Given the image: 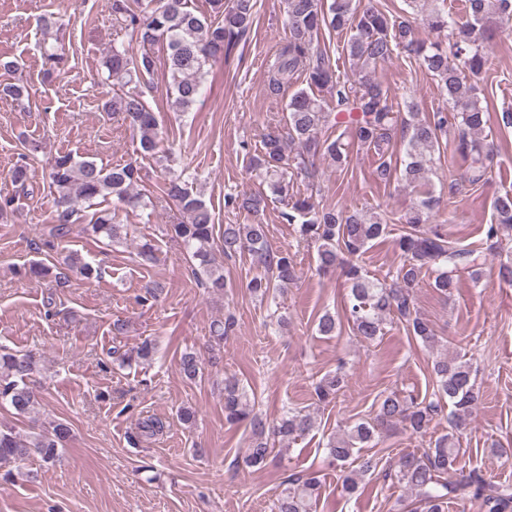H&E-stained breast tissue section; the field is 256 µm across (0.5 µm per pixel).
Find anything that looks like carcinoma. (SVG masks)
<instances>
[{"label": "carcinoma", "mask_w": 512, "mask_h": 512, "mask_svg": "<svg viewBox=\"0 0 512 512\" xmlns=\"http://www.w3.org/2000/svg\"><path fill=\"white\" fill-rule=\"evenodd\" d=\"M408 7L426 14L433 39L425 42L415 37L408 22L389 16L381 8L370 5L359 8L356 0H283L288 38L280 44L267 66V90L279 95L297 82L305 87L290 95L286 116L262 136L261 150L249 156V164L263 172L270 193L230 194L226 205L240 213L256 215L266 207L268 195L284 204L280 211L283 223L297 226L299 236L317 244V270L326 273L341 267L350 296L348 321L356 335L376 340L383 319L393 312L409 334L423 343H435L430 324L416 314L414 289L423 276L434 274V288L448 295L458 286L459 273L467 272L477 279L486 257L477 249L454 246L443 225L429 223L434 205L430 192L401 217L403 232L394 240L401 263L395 274L372 278L353 258L366 251L374 240L389 234L383 214L375 211L352 213L336 208H323L313 196L288 199L290 178L296 173L313 180L314 159L328 157L343 169L349 165L353 149L372 148L379 156L375 178L388 182L392 166L386 159L395 140L405 146L400 175L413 187H425L435 168V150L439 138L454 132L455 151L471 158L470 181L484 180L483 157L490 150L485 128L488 107L477 94V79L485 71L484 40L493 34L496 24L512 18V0H465L468 19L458 22L453 14L433 5L434 0H407ZM257 0H209L214 19L198 13L190 0H115L114 9L124 17L127 27L142 45L161 43L167 50L166 65L173 91V109L186 112L202 95L210 62L224 52L252 27ZM324 29L349 32L345 46L351 75L343 80L338 66L327 50L319 45ZM397 50L415 55L437 82V89L452 109L435 112L428 119L419 118L416 106L406 103V119H399L393 101L372 73L378 65L392 58ZM108 77L142 78L154 72L155 60L150 53L130 54L126 48H112L106 61ZM107 112H120L139 133L141 149L153 154L158 145L159 119L140 90L115 93L105 101ZM336 131V137H322L324 129ZM49 179L57 195L60 211L55 237L70 232L75 209L72 204L83 200L89 205L112 197L116 206L101 210L91 224L92 231L112 243L123 240L124 225L119 207H136L141 203L131 189L140 180L137 163L117 164L111 168L92 161H78L67 152L54 157ZM162 198L174 201L186 220L172 225L175 238L185 249L189 261L199 264L205 276L202 285L219 293L224 290L223 267L215 264L213 245L220 243L224 257L249 253L262 271L248 284L250 292L262 298L297 280V265L292 256L272 251L267 245L268 227L253 224H226L216 232L214 216L199 195L188 189L182 176L164 182ZM495 223L488 225L486 239L499 238L503 229L512 230V191L500 193L492 200ZM340 329L336 316L326 312L319 317L317 332L333 336ZM155 344L144 341L132 354L120 356V362H146L154 354ZM38 362L30 353L11 352L0 348V405L12 408L16 415L26 416L37 410L39 401L32 382ZM183 379L195 382L202 377V361L194 352H185L179 360ZM434 399L418 400L412 395L390 393L380 399L374 420L356 422L344 434L326 444L328 458L343 466L363 448L376 446L375 439L383 427L400 423L415 435H423L447 405L452 407L453 426L465 428L467 417L478 402L472 365L457 358L434 362ZM341 370L326 375L315 386L321 403L336 398L344 386ZM224 417L230 424H246L250 428L247 463L261 468L274 443L287 448L296 439L309 434L315 420L309 413L289 410L278 423L270 426L252 413L245 387L236 377L224 378ZM138 437L148 440L163 432L161 420L149 417L138 423ZM69 436V427L56 422L25 437L13 428L0 425V467L17 463L33 454L45 465L59 459L60 446ZM459 449L456 437L448 433L437 438L433 446L420 456L404 455L394 465L395 479L415 491L425 512H445L448 500L468 497L481 503L484 512H512V486L486 482L477 472L464 473L457 467ZM358 467L344 472L341 492L351 498L362 491L364 476L377 468L373 455L358 456ZM320 480L311 471L288 480L277 499L276 512H315Z\"/></svg>", "instance_id": "1"}]
</instances>
